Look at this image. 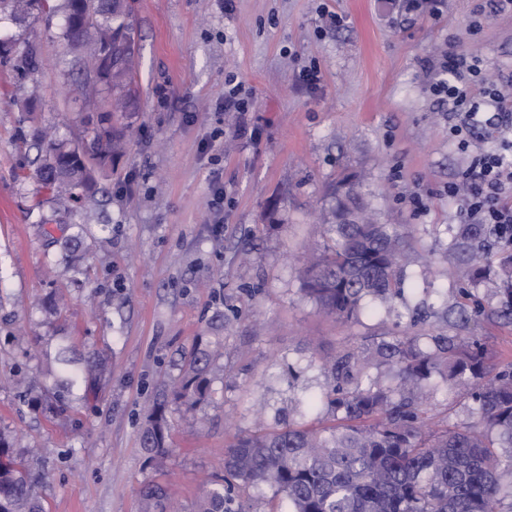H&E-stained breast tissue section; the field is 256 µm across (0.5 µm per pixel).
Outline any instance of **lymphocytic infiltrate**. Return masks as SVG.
Returning <instances> with one entry per match:
<instances>
[{
	"label": "lymphocytic infiltrate",
	"mask_w": 512,
	"mask_h": 512,
	"mask_svg": "<svg viewBox=\"0 0 512 512\" xmlns=\"http://www.w3.org/2000/svg\"><path fill=\"white\" fill-rule=\"evenodd\" d=\"M428 89L448 105V135L468 149L475 131L490 139L469 167L448 184V194L461 203L464 223L512 229V73L487 78L479 57L456 45L425 66Z\"/></svg>",
	"instance_id": "lymphocytic-infiltrate-1"
}]
</instances>
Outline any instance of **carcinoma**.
<instances>
[{
    "label": "carcinoma",
    "mask_w": 512,
    "mask_h": 512,
    "mask_svg": "<svg viewBox=\"0 0 512 512\" xmlns=\"http://www.w3.org/2000/svg\"><path fill=\"white\" fill-rule=\"evenodd\" d=\"M66 15L63 41L90 46L94 61L112 53V71L96 73L112 93L119 118L129 111L134 85V9L106 13L84 28L75 0H61ZM86 163L79 178L57 183L67 192L92 182L90 167L121 146V131L110 125L83 141ZM323 225L327 243L302 270L306 295L341 321L359 315L367 298L388 301L401 283L406 251L403 237L367 214L362 194L336 184ZM463 251L477 260L482 275L496 251H509L497 274L500 313L512 316V230L463 224ZM381 338L360 354L343 352L330 364L328 409L345 424L313 432L293 426L240 436L224 454V475L211 483L193 512H243L248 490L267 485L283 495L289 512H498L500 477L512 475V363H490L484 344L472 336ZM212 354L195 349L184 363L170 396L194 410L206 402ZM397 369L400 391L368 374L372 366ZM448 387L469 384L474 420L444 430L427 428L425 402L434 376ZM163 405L142 431L140 444L153 457L172 449ZM37 479L20 462L0 464V512H40ZM146 503L164 509V490L142 491Z\"/></svg>",
    "instance_id": "1"
}]
</instances>
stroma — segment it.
Instances as JSON below:
<instances>
[{
	"instance_id": "1",
	"label": "stroma",
	"mask_w": 512,
	"mask_h": 512,
	"mask_svg": "<svg viewBox=\"0 0 512 512\" xmlns=\"http://www.w3.org/2000/svg\"><path fill=\"white\" fill-rule=\"evenodd\" d=\"M479 2L446 0L429 23L407 21L401 0H137L127 145L94 171L91 194L66 203L37 176L38 132L72 143L95 128L82 95L95 71L60 39V0L0 12V199L11 204L0 216V439L39 476L44 512H144L154 483L192 512L234 434L333 425L318 403L329 361L381 336H473L512 362L493 282L475 292L481 312L457 322L471 269L446 186L473 154L449 138L448 108L423 78L451 42L488 75L512 72V15L469 35ZM31 47L34 71L21 66ZM313 66L311 88L299 73ZM233 87L252 103L245 118L219 107ZM242 120L258 139L238 133ZM216 127L215 168L204 142ZM346 177L410 251L398 294L341 322L305 294L300 268L323 247L319 217ZM208 344L207 404L165 403L173 452L149 459V415ZM468 405L442 384L426 412L443 428L465 422Z\"/></svg>"
}]
</instances>
